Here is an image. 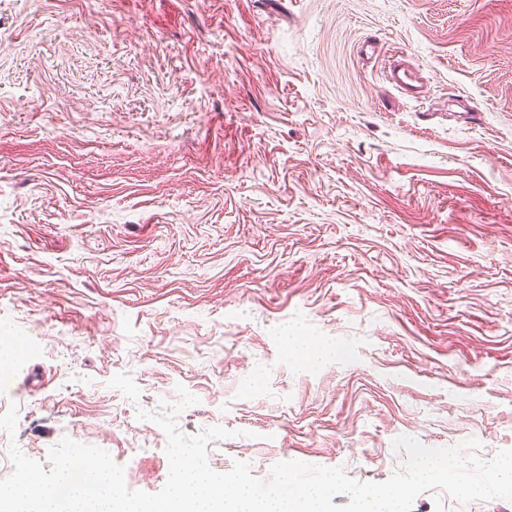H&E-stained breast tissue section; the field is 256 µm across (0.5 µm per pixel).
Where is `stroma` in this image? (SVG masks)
I'll use <instances>...</instances> for the list:
<instances>
[{
	"instance_id": "35a3bbf8",
	"label": "stroma",
	"mask_w": 512,
	"mask_h": 512,
	"mask_svg": "<svg viewBox=\"0 0 512 512\" xmlns=\"http://www.w3.org/2000/svg\"><path fill=\"white\" fill-rule=\"evenodd\" d=\"M1 360L0 480L67 437L159 492L182 388L263 481L512 449V0H0ZM389 81L401 93L409 94L411 97L418 98L422 93V90H419L421 86L416 84L414 72L402 63L390 66Z\"/></svg>"
}]
</instances>
